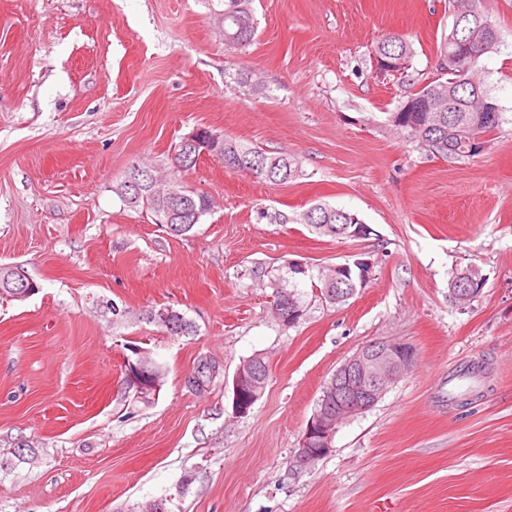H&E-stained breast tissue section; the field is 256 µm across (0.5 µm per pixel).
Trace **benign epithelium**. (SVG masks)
<instances>
[{"mask_svg":"<svg viewBox=\"0 0 512 512\" xmlns=\"http://www.w3.org/2000/svg\"><path fill=\"white\" fill-rule=\"evenodd\" d=\"M173 157L194 163L202 157L224 161V140L202 128L185 134L174 149ZM149 172L136 169L125 180V193L135 196L150 183ZM167 223L177 224L191 211L193 199L179 180L167 181L160 194ZM12 271L21 279L22 287L14 297L24 300L38 292V288L24 271L16 266ZM182 314L163 306L149 311L147 319L166 329H176ZM124 356V374L127 385L134 388L137 397L149 404L155 400L160 386V372L149 368L148 352L128 344ZM415 361L414 348L405 342L383 340L367 344L347 359L333 374L328 388L320 397L319 405L309 420L300 448L296 449L289 470L301 472L332 449L333 437L340 422L373 407L385 394L388 385L404 377ZM257 368L251 361L241 365L233 378L232 410L237 417L247 415L260 398L255 383Z\"/></svg>","mask_w":512,"mask_h":512,"instance_id":"benign-epithelium-1","label":"benign epithelium"}]
</instances>
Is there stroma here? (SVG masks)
<instances>
[{"label":"stroma","mask_w":512,"mask_h":512,"mask_svg":"<svg viewBox=\"0 0 512 512\" xmlns=\"http://www.w3.org/2000/svg\"><path fill=\"white\" fill-rule=\"evenodd\" d=\"M218 0H0V264L41 286L0 300V512H512V0L482 76L504 111L488 151L448 161L392 130L388 112L439 75L448 0H254L255 41L233 50ZM409 37L408 73L379 77L375 46ZM250 70L271 95L230 80ZM298 158L282 186L200 159L182 181L213 201L171 235L115 187L161 170L193 128ZM326 203L371 233L334 239L295 217ZM287 223H279V215ZM363 258L370 278L333 304L310 282L294 327L274 316L289 263ZM481 293L448 298L456 269ZM168 305L189 336L148 323ZM409 343L410 372L344 420L294 474L322 389L366 344ZM165 372L156 401L124 381L128 343ZM269 365L251 412L232 379ZM224 374L185 386L202 357ZM486 362L489 376L458 380ZM33 442L14 458L18 438Z\"/></svg>","instance_id":"obj_1"}]
</instances>
